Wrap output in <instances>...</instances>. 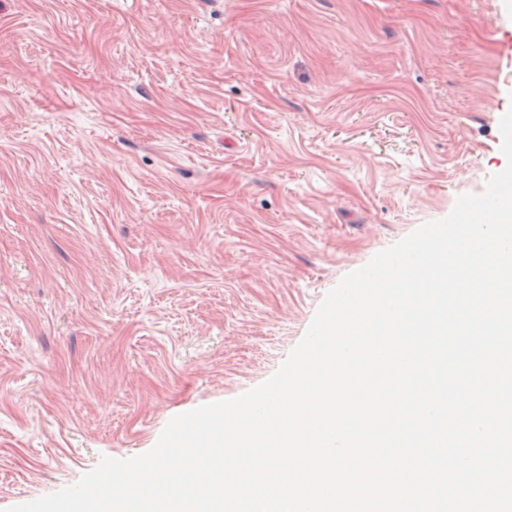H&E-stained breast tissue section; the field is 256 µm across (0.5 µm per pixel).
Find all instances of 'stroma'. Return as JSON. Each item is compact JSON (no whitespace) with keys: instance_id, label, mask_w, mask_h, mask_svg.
<instances>
[{"instance_id":"35a3bbf8","label":"stroma","mask_w":512,"mask_h":512,"mask_svg":"<svg viewBox=\"0 0 512 512\" xmlns=\"http://www.w3.org/2000/svg\"><path fill=\"white\" fill-rule=\"evenodd\" d=\"M511 109L512 0H0V512L267 380Z\"/></svg>"}]
</instances>
